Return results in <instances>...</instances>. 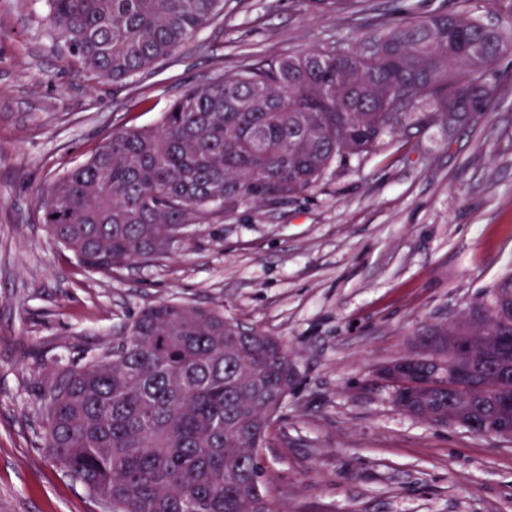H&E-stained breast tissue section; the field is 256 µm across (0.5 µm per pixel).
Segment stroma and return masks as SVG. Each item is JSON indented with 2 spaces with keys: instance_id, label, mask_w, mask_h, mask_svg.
I'll return each instance as SVG.
<instances>
[{
  "instance_id": "obj_1",
  "label": "stroma",
  "mask_w": 512,
  "mask_h": 512,
  "mask_svg": "<svg viewBox=\"0 0 512 512\" xmlns=\"http://www.w3.org/2000/svg\"><path fill=\"white\" fill-rule=\"evenodd\" d=\"M397 4L489 23L501 8L225 0L194 41L116 86L71 62L40 0H0V512H104L46 448L39 386L161 300L287 345L295 374L261 451L279 512H512V443L404 413L379 375L512 269V57L477 127L386 140L303 195L196 225L158 261L87 271L40 220L42 192L113 129L155 127L183 87L253 56L357 47Z\"/></svg>"
}]
</instances>
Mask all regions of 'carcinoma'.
Segmentation results:
<instances>
[{
    "instance_id": "cac0c4a2",
    "label": "carcinoma",
    "mask_w": 512,
    "mask_h": 512,
    "mask_svg": "<svg viewBox=\"0 0 512 512\" xmlns=\"http://www.w3.org/2000/svg\"><path fill=\"white\" fill-rule=\"evenodd\" d=\"M52 38L83 72L116 85L150 71L224 12V0H46ZM512 56V9L487 32L469 12L396 11L359 49L336 45L255 56L186 87L153 129L124 127L42 193V223L87 269L155 261L191 227L246 204H277L333 167L407 129L470 126L490 111L500 62ZM492 322L512 336V270L437 338H420V375L393 379L416 418L507 428L512 346L489 345L473 384L448 377V336ZM507 374L502 382L484 374ZM294 368L277 337L217 308L159 301L117 342L63 366L38 398L45 446L109 512H274L261 449Z\"/></svg>"
}]
</instances>
